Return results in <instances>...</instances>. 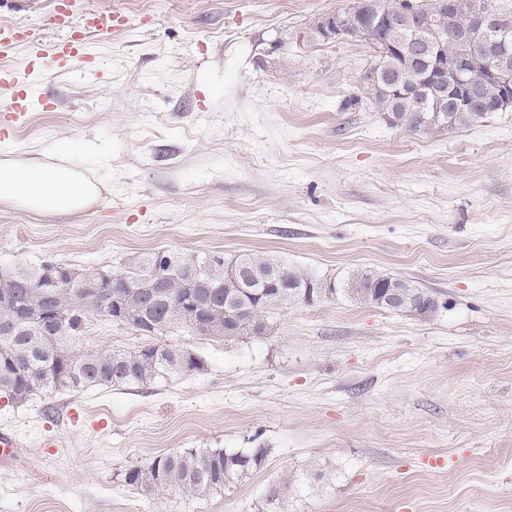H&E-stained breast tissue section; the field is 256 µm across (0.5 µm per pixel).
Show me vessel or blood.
<instances>
[{
  "mask_svg": "<svg viewBox=\"0 0 512 512\" xmlns=\"http://www.w3.org/2000/svg\"><path fill=\"white\" fill-rule=\"evenodd\" d=\"M125 24L122 16L115 13L90 16L89 24L85 26L84 35L75 37L65 36L58 41L45 44L39 41L27 42V65L32 70L77 69L83 63V55L88 37L103 33L120 31ZM17 74L12 67L0 66V89H10L9 97L0 101V139H9L14 134L17 125L22 122L35 104L41 98L35 88H28L25 94H17Z\"/></svg>",
  "mask_w": 512,
  "mask_h": 512,
  "instance_id": "obj_1",
  "label": "vessel or blood"
}]
</instances>
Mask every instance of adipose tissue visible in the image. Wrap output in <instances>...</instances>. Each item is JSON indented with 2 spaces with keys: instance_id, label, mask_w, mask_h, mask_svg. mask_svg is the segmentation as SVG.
<instances>
[{
  "instance_id": "ef3b65f1",
  "label": "adipose tissue",
  "mask_w": 512,
  "mask_h": 512,
  "mask_svg": "<svg viewBox=\"0 0 512 512\" xmlns=\"http://www.w3.org/2000/svg\"><path fill=\"white\" fill-rule=\"evenodd\" d=\"M107 185L69 161L0 160V201L35 213L79 214L95 208Z\"/></svg>"
}]
</instances>
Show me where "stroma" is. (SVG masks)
<instances>
[{"label": "stroma", "instance_id": "1", "mask_svg": "<svg viewBox=\"0 0 512 512\" xmlns=\"http://www.w3.org/2000/svg\"><path fill=\"white\" fill-rule=\"evenodd\" d=\"M353 0H75L112 10L83 74L41 72L50 106L0 159L66 158L112 188L43 215L0 204V270H121L133 256L273 254L320 278L376 268L434 294L420 319L336 295L263 337L183 331L201 370L16 405L0 512H512V108L436 137L368 100L371 51L313 21ZM53 0H0V26L54 42ZM149 339L105 316L89 350ZM178 448L267 449L232 490L144 495L126 469Z\"/></svg>", "mask_w": 512, "mask_h": 512}]
</instances>
